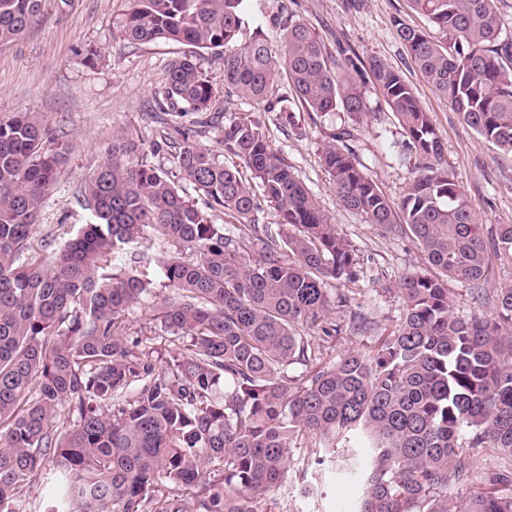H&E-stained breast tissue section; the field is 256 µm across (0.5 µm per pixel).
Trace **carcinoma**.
I'll use <instances>...</instances> for the list:
<instances>
[{
	"instance_id": "carcinoma-1",
	"label": "carcinoma",
	"mask_w": 512,
	"mask_h": 512,
	"mask_svg": "<svg viewBox=\"0 0 512 512\" xmlns=\"http://www.w3.org/2000/svg\"><path fill=\"white\" fill-rule=\"evenodd\" d=\"M123 39L189 47L155 93L164 129L145 153L112 136L85 176L91 219L59 248L34 243L38 215L69 160L43 116L0 118V512L43 478L37 512H288L278 491L307 477L353 434L366 456L352 512H512V285L491 287L489 251L512 263V224L487 241L448 171L441 135L403 73L336 43L279 5L282 52L239 43L247 0H128ZM430 30L394 19L411 61L480 138L512 153V39L495 0H409ZM45 0H0V46L21 38ZM224 55V91L276 113L369 112L371 83L394 112L419 173L391 202L341 127L321 154L339 204L386 232L410 234L424 271L400 283L392 329L353 314L371 345L326 360L343 333L327 281L353 282L359 255L270 150L253 112L224 118V154L196 142L218 121L219 90L199 50ZM295 97H273L281 74ZM168 156L165 168L149 155ZM201 195L197 204L185 185ZM279 223L258 224L260 200ZM227 224H216V214ZM170 246L155 272L137 248ZM473 285L490 317L453 311L448 281ZM182 339L162 368L149 336L129 338L144 296ZM311 448L296 466L293 449Z\"/></svg>"
}]
</instances>
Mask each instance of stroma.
<instances>
[{
    "instance_id": "35a3bbf8",
    "label": "stroma",
    "mask_w": 512,
    "mask_h": 512,
    "mask_svg": "<svg viewBox=\"0 0 512 512\" xmlns=\"http://www.w3.org/2000/svg\"><path fill=\"white\" fill-rule=\"evenodd\" d=\"M281 3L312 25L328 48L342 41L361 57L376 56L401 70L430 112L448 169L479 222L487 227L512 224V153L493 147L462 124L412 65L393 26L394 16H409L407 0H248L240 42L261 33L279 44L270 14ZM126 8L127 0H72L63 9L57 0H46L43 20L16 42L0 47V118L14 112L40 113L74 145L57 190L42 207L38 236L56 238L63 228L75 230L89 221L88 211L77 201L78 190L85 175L105 160L113 134L126 130L147 143L157 135L158 126L149 117L154 93L184 47L123 41L117 23ZM366 95L371 110L353 123L352 145L372 178L396 202L417 171L396 116L374 89H367ZM222 110L230 117L258 112L271 150L292 167L338 231L358 249L362 262L356 281L329 283L333 295L347 298L337 307V316L360 313L388 328L399 322V282L421 272L424 260L409 237L383 233L340 206L321 164L324 147L342 124L339 116L305 119L294 131L278 128L275 113L257 111L255 104L234 96H225ZM128 320L132 332H155L152 358L163 365L177 337L161 333L151 309L144 306L132 307ZM287 489L290 512H349L359 495L355 477L327 472L313 493H301L294 479Z\"/></svg>"
}]
</instances>
